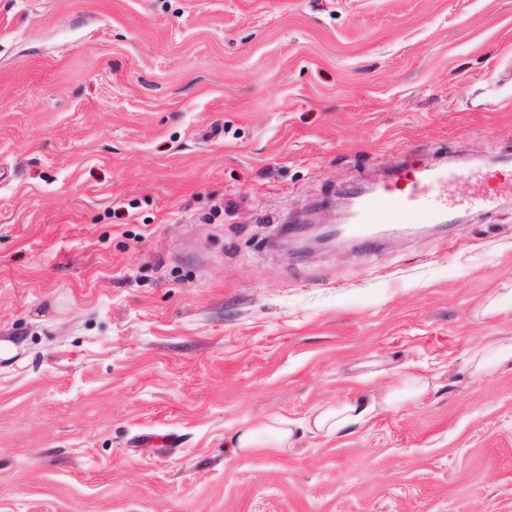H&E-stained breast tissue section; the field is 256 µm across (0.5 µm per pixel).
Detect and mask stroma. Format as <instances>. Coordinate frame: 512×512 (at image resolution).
I'll return each instance as SVG.
<instances>
[{
	"mask_svg": "<svg viewBox=\"0 0 512 512\" xmlns=\"http://www.w3.org/2000/svg\"><path fill=\"white\" fill-rule=\"evenodd\" d=\"M512 155V0H0V512H512V197L274 247L405 160ZM421 403L303 419L396 373ZM281 415L287 454H238ZM512 360V338L510 341L498 339L473 350L468 360L472 374H485L503 362ZM430 378L405 373L380 400H346L335 405H319L303 421L311 431L323 436H334L344 429L374 418L380 412L399 410L409 403L421 401L431 389Z\"/></svg>",
	"mask_w": 512,
	"mask_h": 512,
	"instance_id": "obj_1",
	"label": "stroma"
}]
</instances>
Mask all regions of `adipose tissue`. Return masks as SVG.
Listing matches in <instances>:
<instances>
[{
	"mask_svg": "<svg viewBox=\"0 0 512 512\" xmlns=\"http://www.w3.org/2000/svg\"><path fill=\"white\" fill-rule=\"evenodd\" d=\"M430 389L431 381L428 377L406 373L381 399H355L335 405H319L312 409L304 424L309 430L330 437L379 413L398 410L407 404L421 401ZM292 435V421L275 415L261 425L241 430L235 444L241 451L271 449L284 453L290 446Z\"/></svg>",
	"mask_w": 512,
	"mask_h": 512,
	"instance_id": "ef3b65f1",
	"label": "adipose tissue"
}]
</instances>
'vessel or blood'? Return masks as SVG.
I'll list each match as a JSON object with an SVG mask.
<instances>
[{"label":"vessel or blood","mask_w":512,"mask_h":512,"mask_svg":"<svg viewBox=\"0 0 512 512\" xmlns=\"http://www.w3.org/2000/svg\"><path fill=\"white\" fill-rule=\"evenodd\" d=\"M464 180L474 183V202L491 206L503 192L512 191V159L503 158L498 168L480 174L459 164L433 169L403 163L388 175L381 190L362 197L355 222L346 232L365 251L375 244L373 228L381 223H454L459 202L453 188Z\"/></svg>","instance_id":"1"}]
</instances>
